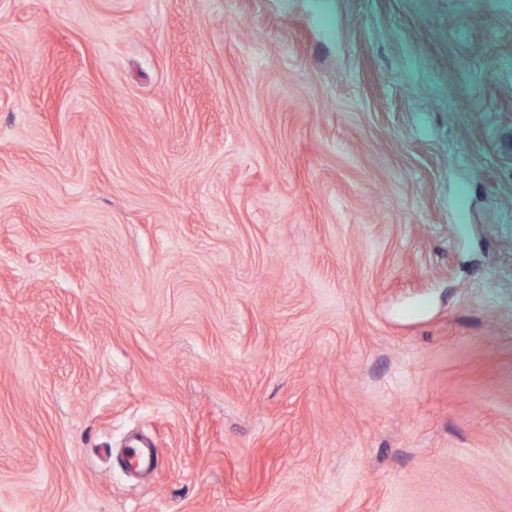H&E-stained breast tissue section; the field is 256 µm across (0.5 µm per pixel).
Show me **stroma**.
<instances>
[{
	"label": "stroma",
	"mask_w": 512,
	"mask_h": 512,
	"mask_svg": "<svg viewBox=\"0 0 512 512\" xmlns=\"http://www.w3.org/2000/svg\"><path fill=\"white\" fill-rule=\"evenodd\" d=\"M0 512H512V0H0Z\"/></svg>",
	"instance_id": "35a3bbf8"
}]
</instances>
